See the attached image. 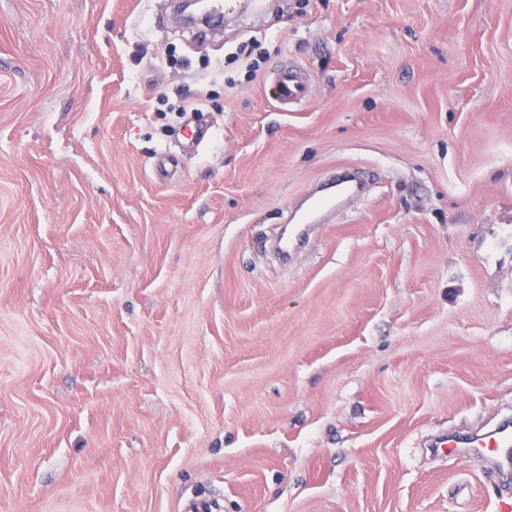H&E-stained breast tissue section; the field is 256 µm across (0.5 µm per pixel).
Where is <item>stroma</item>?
I'll return each instance as SVG.
<instances>
[{
  "instance_id": "obj_1",
  "label": "stroma",
  "mask_w": 512,
  "mask_h": 512,
  "mask_svg": "<svg viewBox=\"0 0 512 512\" xmlns=\"http://www.w3.org/2000/svg\"><path fill=\"white\" fill-rule=\"evenodd\" d=\"M510 411L512 0H0V512H512ZM277 98L283 105L300 102L308 94V81L302 69L294 64L278 66L274 70ZM350 181L355 182V180L352 179L346 182L338 183L336 185V182L333 181L331 186L327 188V190L330 191L326 195L313 200L307 211L302 214L301 224H294L292 227L289 239L292 241L300 240L303 236H305L308 230L309 226L307 224H313L315 222L314 217L317 211L326 206L336 205V202H338L344 195L353 191V185L348 184ZM448 455L486 454L495 468L507 477L512 476V417L497 421L488 431L462 436H448L436 442Z\"/></svg>"
}]
</instances>
